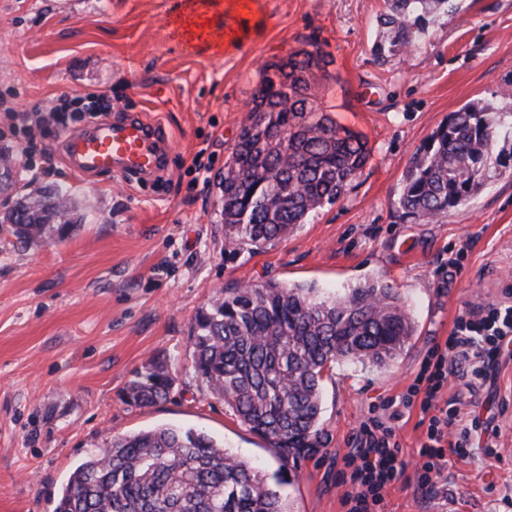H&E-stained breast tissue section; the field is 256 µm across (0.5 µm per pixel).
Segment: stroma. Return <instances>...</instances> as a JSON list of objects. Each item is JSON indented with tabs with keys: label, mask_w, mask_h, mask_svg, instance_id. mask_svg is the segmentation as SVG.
<instances>
[{
	"label": "stroma",
	"mask_w": 512,
	"mask_h": 512,
	"mask_svg": "<svg viewBox=\"0 0 512 512\" xmlns=\"http://www.w3.org/2000/svg\"><path fill=\"white\" fill-rule=\"evenodd\" d=\"M187 0H0V156L19 142L9 110L60 95L89 104L106 96L113 118L162 127L167 172L74 170L64 139L87 115L51 127L40 153L0 177V215L28 194L63 187L74 226L62 240L21 245L0 226V512H53L70 471L110 436L162 424L201 429L274 473L272 448L194 376L190 326L222 289L272 279L329 296L382 278L417 325L392 366L336 364L322 386L320 443L283 486L293 512H346L340 481L349 438L379 397L412 382L455 318L503 301L512 285V178L503 177L435 224L404 216L398 196L416 150L449 112L472 99L506 105L512 91V0H456L414 43L377 53L383 0H200L209 37L189 54L157 34ZM316 35L330 63L316 72L319 102L362 133L369 160L347 194L288 238L224 255L217 182L253 99L264 63ZM209 162L205 178L188 168ZM154 360L175 384L149 407L124 391ZM464 411L490 421L482 451L448 467L433 493L414 489L423 436L412 407L399 423L409 469L385 495L384 512H512V354L495 381L465 396Z\"/></svg>",
	"instance_id": "1"
}]
</instances>
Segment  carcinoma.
Instances as JSON below:
<instances>
[{
  "instance_id": "1",
  "label": "carcinoma",
  "mask_w": 512,
  "mask_h": 512,
  "mask_svg": "<svg viewBox=\"0 0 512 512\" xmlns=\"http://www.w3.org/2000/svg\"><path fill=\"white\" fill-rule=\"evenodd\" d=\"M381 24L406 47L427 16L453 0H384ZM288 62L265 66L253 99L264 109L241 127L218 188L224 249L256 253L288 237L309 216L347 193L368 162L362 134L317 103L314 71L328 65L318 37ZM512 177V105L471 101L448 114L405 171L398 203L434 224ZM59 204L38 195L18 201L0 222L21 243L64 237ZM416 331L401 294L369 279L335 296L274 280L224 289L191 326L192 369L210 394L261 437L282 462L270 477L224 443L194 428L161 425L114 435L69 475L53 512H290L280 486L288 462L319 444L321 386L339 362L392 365ZM175 382L151 362L126 387L139 406L166 399Z\"/></svg>"
}]
</instances>
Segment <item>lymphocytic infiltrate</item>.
Segmentation results:
<instances>
[{"label": "lymphocytic infiltrate", "mask_w": 512, "mask_h": 512, "mask_svg": "<svg viewBox=\"0 0 512 512\" xmlns=\"http://www.w3.org/2000/svg\"><path fill=\"white\" fill-rule=\"evenodd\" d=\"M26 137L23 155L38 148L36 133L46 120L66 125L65 98L11 111ZM512 347V303L503 301L459 315L446 339L436 343L423 360L413 382L399 398L372 405L353 432L345 457L350 489L343 502L348 512H380L387 488L405 473L397 423L404 410L420 407L425 427L420 464L415 472L418 490H433L448 466L449 454L470 455L472 439L482 428L478 419L465 418L460 397L444 398L449 379L462 381L467 390L482 387L497 376L503 353Z\"/></svg>", "instance_id": "lymphocytic-infiltrate-1"}]
</instances>
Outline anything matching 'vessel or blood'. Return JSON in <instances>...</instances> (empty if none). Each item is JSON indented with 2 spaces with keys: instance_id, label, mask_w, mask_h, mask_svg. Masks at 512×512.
I'll list each match as a JSON object with an SVG mask.
<instances>
[{
  "instance_id": "obj_1",
  "label": "vessel or blood",
  "mask_w": 512,
  "mask_h": 512,
  "mask_svg": "<svg viewBox=\"0 0 512 512\" xmlns=\"http://www.w3.org/2000/svg\"><path fill=\"white\" fill-rule=\"evenodd\" d=\"M162 39L179 42L184 51H192L200 38V24L162 22ZM167 139L155 127L130 120L101 124L90 131L69 136L66 154L73 167L85 174H112L114 169L139 176L156 172L165 156Z\"/></svg>"
}]
</instances>
